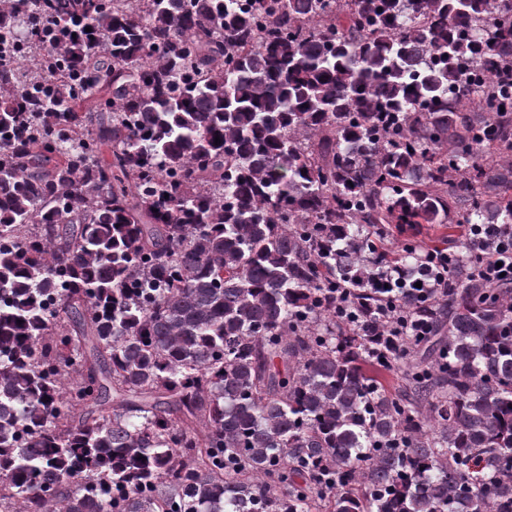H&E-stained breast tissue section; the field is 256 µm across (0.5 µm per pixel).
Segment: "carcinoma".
<instances>
[{"instance_id": "cac0c4a2", "label": "carcinoma", "mask_w": 512, "mask_h": 512, "mask_svg": "<svg viewBox=\"0 0 512 512\" xmlns=\"http://www.w3.org/2000/svg\"><path fill=\"white\" fill-rule=\"evenodd\" d=\"M0 45V512H512L482 248L384 361L333 292L512 225V0H0ZM349 289L342 283L336 282V317L350 328L359 323L360 316L350 310Z\"/></svg>"}]
</instances>
